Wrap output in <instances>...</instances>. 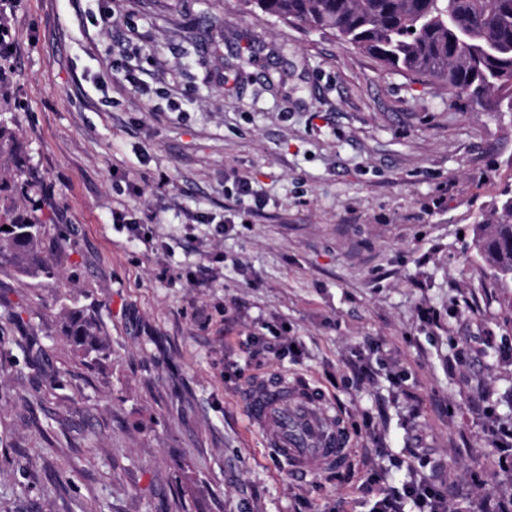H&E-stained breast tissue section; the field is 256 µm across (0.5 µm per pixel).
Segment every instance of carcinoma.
I'll use <instances>...</instances> for the list:
<instances>
[{
  "instance_id": "cac0c4a2",
  "label": "carcinoma",
  "mask_w": 512,
  "mask_h": 512,
  "mask_svg": "<svg viewBox=\"0 0 512 512\" xmlns=\"http://www.w3.org/2000/svg\"><path fill=\"white\" fill-rule=\"evenodd\" d=\"M249 8L331 32L388 71L437 81L448 95L512 111V0H241ZM496 221L475 227L473 245L497 280L512 281V189ZM43 224L0 220V265L27 277L54 278L39 251ZM64 336L87 363L112 355L97 323L77 308Z\"/></svg>"
}]
</instances>
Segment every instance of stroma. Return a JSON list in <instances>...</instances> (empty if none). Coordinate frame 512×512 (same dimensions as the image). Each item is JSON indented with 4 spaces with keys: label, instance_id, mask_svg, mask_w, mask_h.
Returning <instances> with one entry per match:
<instances>
[{
    "label": "stroma",
    "instance_id": "1",
    "mask_svg": "<svg viewBox=\"0 0 512 512\" xmlns=\"http://www.w3.org/2000/svg\"><path fill=\"white\" fill-rule=\"evenodd\" d=\"M101 7L0 0V215L45 225L57 273L0 268V512H372L375 471L512 495L489 443L512 427V288L472 245L512 186V112L240 0ZM271 373L325 392L354 472L290 479L244 407ZM64 336L82 354L87 363L100 365L112 355L110 344L101 336L97 323L77 308L65 314Z\"/></svg>",
    "mask_w": 512,
    "mask_h": 512
}]
</instances>
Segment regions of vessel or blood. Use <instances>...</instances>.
<instances>
[{
  "mask_svg": "<svg viewBox=\"0 0 512 512\" xmlns=\"http://www.w3.org/2000/svg\"><path fill=\"white\" fill-rule=\"evenodd\" d=\"M248 417L299 481L350 468L351 435L331 413L319 389L273 374L246 393Z\"/></svg>",
  "mask_w": 512,
  "mask_h": 512,
  "instance_id": "obj_1",
  "label": "vessel or blood"
}]
</instances>
